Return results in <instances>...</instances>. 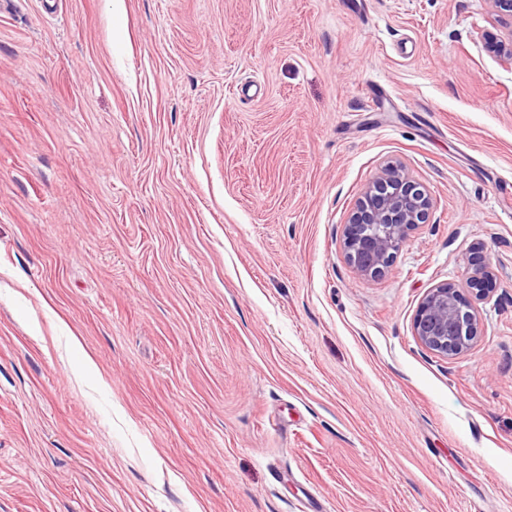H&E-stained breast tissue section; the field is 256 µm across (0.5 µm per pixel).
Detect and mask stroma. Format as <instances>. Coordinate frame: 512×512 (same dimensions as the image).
I'll return each mask as SVG.
<instances>
[{
	"mask_svg": "<svg viewBox=\"0 0 512 512\" xmlns=\"http://www.w3.org/2000/svg\"><path fill=\"white\" fill-rule=\"evenodd\" d=\"M489 32V0L0 11V512H512ZM390 161L433 206L370 278L343 231ZM477 243L482 333L446 359L414 317Z\"/></svg>",
	"mask_w": 512,
	"mask_h": 512,
	"instance_id": "1",
	"label": "stroma"
}]
</instances>
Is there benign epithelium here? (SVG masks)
I'll use <instances>...</instances> for the list:
<instances>
[{"label": "benign epithelium", "mask_w": 512, "mask_h": 512, "mask_svg": "<svg viewBox=\"0 0 512 512\" xmlns=\"http://www.w3.org/2000/svg\"><path fill=\"white\" fill-rule=\"evenodd\" d=\"M487 49L512 61V39L489 38ZM431 207L428 190L397 164H388L371 181L352 210L343 235L346 262L362 276L379 277L405 246L410 233L426 222ZM467 281L475 298L487 297L490 264L472 265ZM413 333L432 353L448 358L467 352L477 336L474 308L460 294L458 284L446 281L428 289L421 299Z\"/></svg>", "instance_id": "benign-epithelium-1"}]
</instances>
